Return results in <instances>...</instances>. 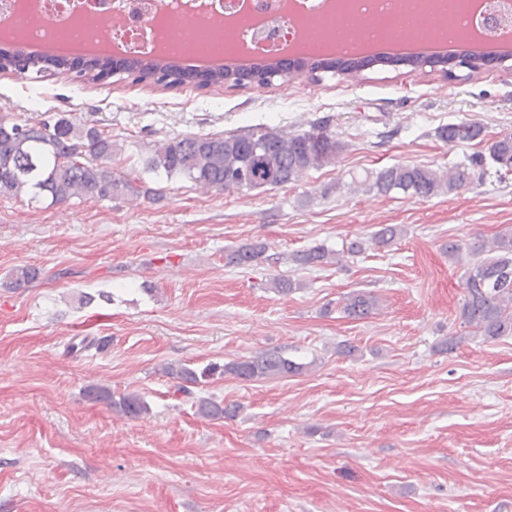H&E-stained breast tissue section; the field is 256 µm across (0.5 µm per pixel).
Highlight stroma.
I'll list each match as a JSON object with an SVG mask.
<instances>
[{
	"label": "stroma",
	"instance_id": "stroma-1",
	"mask_svg": "<svg viewBox=\"0 0 512 512\" xmlns=\"http://www.w3.org/2000/svg\"><path fill=\"white\" fill-rule=\"evenodd\" d=\"M57 116L110 134L123 173L152 141L258 123L305 130L327 116L347 148L276 190L151 175L154 197H0V512H512V336L487 342L462 324L466 266L446 252L512 228V172L432 198L365 184L397 164L470 163L482 145L444 142L448 124L512 133V57L454 78L374 65L247 87L0 73V120ZM385 225L400 235L371 246ZM355 238L369 246L343 267L289 261ZM253 241L261 263L225 265V249ZM20 266L40 278L10 287ZM277 275L299 288L277 294ZM361 289L378 306L347 318L335 303ZM451 336L458 348L437 352ZM343 341L355 355L337 353ZM261 351L307 369L216 376L188 395L162 372ZM97 384L139 394L148 413L90 400ZM199 396L241 411L203 418Z\"/></svg>",
	"mask_w": 512,
	"mask_h": 512
}]
</instances>
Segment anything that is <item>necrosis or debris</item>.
I'll use <instances>...</instances> for the list:
<instances>
[{
    "mask_svg": "<svg viewBox=\"0 0 512 512\" xmlns=\"http://www.w3.org/2000/svg\"><path fill=\"white\" fill-rule=\"evenodd\" d=\"M224 0H33V10L19 8L18 0H0V16L15 17L27 37L50 43L69 44L102 32L107 43H122L130 54L143 59L157 57L166 40L168 23L186 22L192 28L189 40L174 43L175 52L187 55H222L249 44L260 57H274L282 43L259 36L261 24L285 30L321 27L340 34L341 44L356 42L355 34L344 31L346 20L357 15L370 17L374 38L407 42L421 39L420 28L411 16L436 14L441 32L450 38L468 39L480 31L482 18L472 0H335L332 12L321 8L322 0H249L246 9L235 12L232 25L223 35L213 33V22L223 20Z\"/></svg>",
    "mask_w": 512,
    "mask_h": 512,
    "instance_id": "necrosis-or-debris-1",
    "label": "necrosis or debris"
}]
</instances>
